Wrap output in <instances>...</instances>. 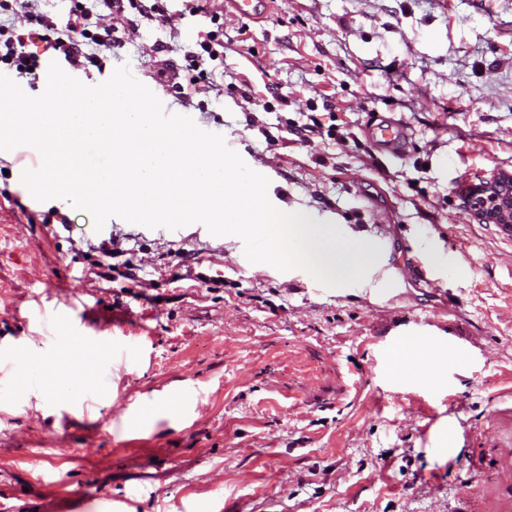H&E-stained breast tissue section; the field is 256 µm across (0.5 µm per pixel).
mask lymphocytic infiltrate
Segmentation results:
<instances>
[{"instance_id": "obj_1", "label": "lymphocytic infiltrate", "mask_w": 512, "mask_h": 512, "mask_svg": "<svg viewBox=\"0 0 512 512\" xmlns=\"http://www.w3.org/2000/svg\"><path fill=\"white\" fill-rule=\"evenodd\" d=\"M139 14L164 15L162 0L144 6L143 0H71L64 23H57L43 8V0H0V65L15 70L19 77L35 81L40 68L38 55L26 49V33L33 29L44 32L51 48L75 69L100 66L104 50L117 40L118 28L111 19L126 9ZM217 43L215 32H206L198 51L186 54L187 64L178 94L183 103H190L195 93L213 86L214 73L206 67L205 58L213 54Z\"/></svg>"}]
</instances>
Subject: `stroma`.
Wrapping results in <instances>:
<instances>
[{
    "label": "stroma",
    "instance_id": "stroma-1",
    "mask_svg": "<svg viewBox=\"0 0 512 512\" xmlns=\"http://www.w3.org/2000/svg\"><path fill=\"white\" fill-rule=\"evenodd\" d=\"M131 23L87 85L128 65L171 112L221 134L269 180L277 208L349 237L427 254L439 289L399 273L326 288L248 261L240 238L193 223L151 229L37 201L39 153L0 151V351L41 369L0 374V512H480L459 498L493 475L474 453L512 442V238L471 216L468 187L512 174V0H275L224 13L223 94L190 104L160 84L158 47L184 65L210 18L166 0ZM267 105L249 103L266 96ZM316 116L302 142L294 125ZM411 147L376 152L373 116ZM119 236L135 286L98 276ZM183 263H176V254ZM136 352L108 379L72 330ZM466 357L447 368L449 344ZM378 121V122H377ZM365 137L375 151L383 155L399 156L408 144L407 125L394 117H379L365 128Z\"/></svg>",
    "mask_w": 512,
    "mask_h": 512
}]
</instances>
